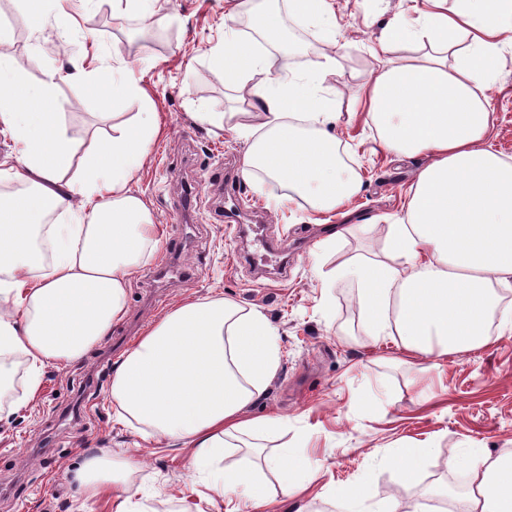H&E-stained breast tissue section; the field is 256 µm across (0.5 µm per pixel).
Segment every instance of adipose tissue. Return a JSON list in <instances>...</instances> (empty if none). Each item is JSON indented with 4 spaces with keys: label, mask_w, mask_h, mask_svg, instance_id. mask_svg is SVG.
<instances>
[{
    "label": "adipose tissue",
    "mask_w": 512,
    "mask_h": 512,
    "mask_svg": "<svg viewBox=\"0 0 512 512\" xmlns=\"http://www.w3.org/2000/svg\"><path fill=\"white\" fill-rule=\"evenodd\" d=\"M414 21L394 13L378 39L381 53L414 44L367 84L359 103L381 147L398 156L428 155L406 211L387 233L397 264L356 266L362 329L392 336L403 354L439 359L490 341L498 288L512 282V161L487 142L494 124L491 76L512 46V0H426ZM224 17V39L209 50L214 67L245 89L250 112H198L197 122L231 126L249 146L242 174L262 171L289 198L314 212L344 207L360 181L337 154L331 126L342 118L327 95L333 55L287 76L281 53L259 49ZM86 85L105 107L131 102L139 112L97 133L78 154L59 114L60 80ZM0 132L13 151L0 157V386H11L18 361L23 400L42 369L81 359L111 335L127 313L131 278L160 244L154 215L131 187L159 134L152 101L126 62L47 73L30 84L0 53ZM44 236L50 253L35 244ZM280 364L277 333L258 310L210 296L173 305L121 357L111 398L120 421L143 434L190 445L189 469L212 477L225 500L242 490L264 493L255 468L220 467L227 448L274 472L284 496L313 481L321 465L290 453L242 444L245 435L282 428L283 418L252 417ZM466 469L460 512H512V452L472 448L449 460ZM88 495L117 489L114 512H134L131 466L123 457L88 458L78 473Z\"/></svg>",
    "instance_id": "adipose-tissue-1"
}]
</instances>
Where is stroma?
I'll list each match as a JSON object with an SVG mask.
<instances>
[{
  "label": "stroma",
  "mask_w": 512,
  "mask_h": 512,
  "mask_svg": "<svg viewBox=\"0 0 512 512\" xmlns=\"http://www.w3.org/2000/svg\"><path fill=\"white\" fill-rule=\"evenodd\" d=\"M239 2L160 0L155 12L118 14L112 0H73L76 27L62 53L52 25L32 43L21 0H0V20L22 44L11 59L29 81L67 70L71 56L97 48L145 70V88L163 128L132 183L153 211L161 244L130 283L125 319L80 360L64 368L45 365L41 389L25 405L16 406L13 392L0 398V512H113L111 493L86 499L76 480L85 459L104 453L130 461L144 512H180L184 506L225 512L223 499L190 475L188 449L120 424L111 400L116 364L144 329L171 305L209 296L257 309L278 330L279 369L248 413L280 416L285 425L260 435V443L322 463L317 479L288 499L275 476L264 473L265 498L243 496L241 512H330V497L350 486L364 487L373 502L395 495L398 512H413L434 500L436 487L467 488L466 474L447 466L462 449L512 450V332L491 329L487 347L434 368L426 359H406L391 340L363 335L355 276L323 279L357 257L382 256L386 228L403 215L415 174L427 162L423 155L383 151L367 114L350 107L358 86L380 68L373 50L385 19L367 16L365 0H331L338 48L336 73L326 80L343 113L335 134L361 189L343 208L319 215L297 199L270 205L267 186L242 180L240 202L248 216L260 218L264 236L282 242L288 273L258 272L246 264L257 244L215 211L205 181L220 166H239L247 145L230 129L192 118L203 108L224 113L238 105L232 82L206 51L224 34L225 12ZM103 15L110 23L93 28L92 20ZM491 96L496 121L489 142L512 159L510 47L499 57ZM59 102L68 136L89 144L102 124L100 99L63 82ZM190 189L196 205L180 213ZM327 224H346L350 231L324 250ZM173 250L190 274L157 287V265ZM424 443L434 453L419 480L401 484L393 449Z\"/></svg>",
  "instance_id": "1"
}]
</instances>
